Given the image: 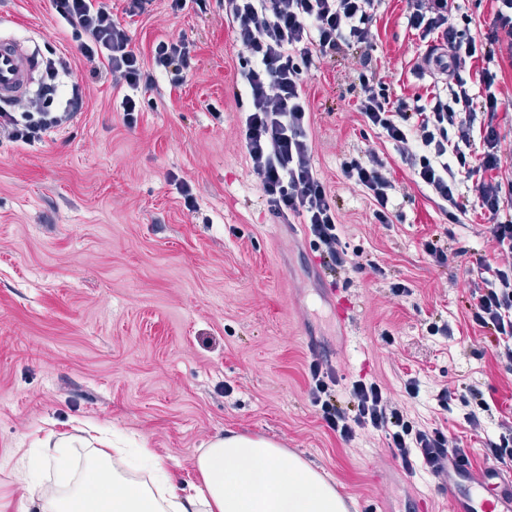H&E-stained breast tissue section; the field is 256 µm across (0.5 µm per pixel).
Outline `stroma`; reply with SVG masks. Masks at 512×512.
<instances>
[{
  "label": "stroma",
  "instance_id": "1",
  "mask_svg": "<svg viewBox=\"0 0 512 512\" xmlns=\"http://www.w3.org/2000/svg\"><path fill=\"white\" fill-rule=\"evenodd\" d=\"M102 2L144 60L159 41L182 38L192 64L179 86L158 73L130 127L111 75L94 70L49 0H0V35L44 58L65 55L84 88L81 112L41 143L0 136V499L30 500L14 475L21 458L36 480L57 482L48 435L89 423L152 449L183 485L199 481L200 450L233 431L299 454L342 491L348 512H448L447 475L409 476L381 433L363 429L346 443L327 427L306 365L315 355L335 371L341 401L354 380L380 382L415 422L459 439L473 476L491 470L484 448L512 421V399H502L512 370L468 309L469 270L499 260L488 213L470 201L450 222L364 122L355 50L317 61L304 77L314 163L357 257L336 272L300 218L280 223L254 183L242 143L244 50L218 0H187L177 13L152 0L135 15L129 0ZM454 6L465 34L483 41L496 0ZM375 13L374 79L395 98L445 86L444 75L413 73L425 45L405 0H377ZM493 69L501 165L489 176L511 184L512 61ZM370 149L391 164V224L377 223L342 175L345 160ZM428 242L447 262L426 253ZM396 283L408 292L396 294ZM473 388L489 404L477 430L458 402L437 401L441 390L458 399Z\"/></svg>",
  "mask_w": 512,
  "mask_h": 512
}]
</instances>
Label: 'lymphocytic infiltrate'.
Returning <instances> with one entry per match:
<instances>
[{
    "instance_id": "1",
    "label": "lymphocytic infiltrate",
    "mask_w": 512,
    "mask_h": 512,
    "mask_svg": "<svg viewBox=\"0 0 512 512\" xmlns=\"http://www.w3.org/2000/svg\"><path fill=\"white\" fill-rule=\"evenodd\" d=\"M498 2L486 41L480 44L464 38L453 23L452 0H407L411 29L421 40L438 41L450 52L445 59L424 55L415 69L440 66L449 73L448 84L424 97L394 100L384 84L366 77L357 110L392 143L414 182L425 187L438 205L457 206L465 190L493 217L489 232L507 259L498 266L480 263L469 308L475 323L494 330L497 356L512 368V221L496 219L507 196H512V186L484 177L501 164L498 133L485 121L500 105L494 89L497 74L486 68L475 79L467 66L478 57L494 61L499 53L512 60V0ZM53 4L87 61L103 66L113 87L122 89L119 108L126 125L136 124L139 94L155 87L157 72L176 76L189 66L184 41H159L148 64L131 48L126 26L104 6L94 0H53ZM224 5L233 39L247 51L239 62V75L251 100L243 143L255 181L274 216L302 218L316 251L334 267L345 268L352 258L340 236L335 202L315 168L304 75L317 60L351 47L361 51L360 66L369 67L375 0H224ZM69 71L64 60L48 70L53 95L60 87L58 74L68 76L69 96L62 111H49L42 98L24 100L21 116L0 113V135L30 145L69 122L83 106V87ZM476 80L484 87L480 99L470 92ZM477 139L483 151L474 167L470 153ZM342 174L368 195L374 219L391 223L389 201L396 186L388 160L368 151L346 161ZM308 370L312 399L342 441H352L357 429L372 427L385 435L395 459L410 476L420 470L440 473L452 455L466 458L465 449L441 430L424 429L412 421L377 381H353L341 402L335 397L332 371L317 360Z\"/></svg>"
}]
</instances>
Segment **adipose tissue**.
I'll return each instance as SVG.
<instances>
[{"mask_svg":"<svg viewBox=\"0 0 512 512\" xmlns=\"http://www.w3.org/2000/svg\"><path fill=\"white\" fill-rule=\"evenodd\" d=\"M128 465L123 448L90 457L78 481L39 488V512H347L323 474L263 437H215L198 455L200 482L187 493L161 469L151 482L132 481Z\"/></svg>","mask_w":512,"mask_h":512,"instance_id":"1","label":"adipose tissue"}]
</instances>
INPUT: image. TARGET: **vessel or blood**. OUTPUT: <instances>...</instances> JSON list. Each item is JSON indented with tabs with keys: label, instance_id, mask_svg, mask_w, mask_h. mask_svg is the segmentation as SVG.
Listing matches in <instances>:
<instances>
[{
	"label": "vessel or blood",
	"instance_id": "obj_1",
	"mask_svg": "<svg viewBox=\"0 0 512 512\" xmlns=\"http://www.w3.org/2000/svg\"><path fill=\"white\" fill-rule=\"evenodd\" d=\"M40 67V59L24 52L20 41L1 37L0 97L22 98ZM448 499L452 512H512V470L499 473L494 483L449 474Z\"/></svg>",
	"mask_w": 512,
	"mask_h": 512
}]
</instances>
